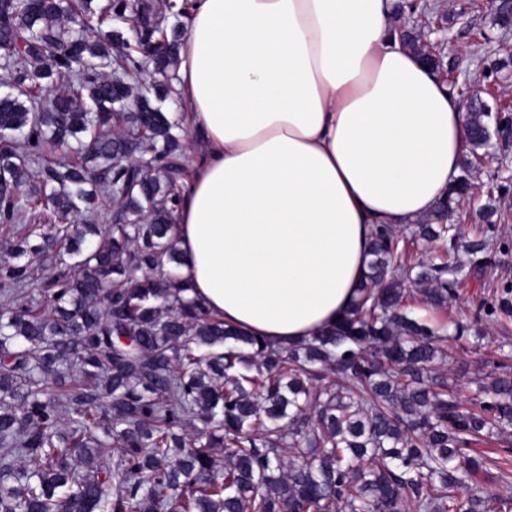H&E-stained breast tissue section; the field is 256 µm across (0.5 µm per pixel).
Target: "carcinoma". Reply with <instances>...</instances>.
<instances>
[{
  "instance_id": "obj_1",
  "label": "carcinoma",
  "mask_w": 512,
  "mask_h": 512,
  "mask_svg": "<svg viewBox=\"0 0 512 512\" xmlns=\"http://www.w3.org/2000/svg\"><path fill=\"white\" fill-rule=\"evenodd\" d=\"M429 10L404 0L393 23ZM139 17L135 44L113 25ZM181 34L144 0H0V512H512L470 484L505 458L512 350L463 403L432 371L448 337L409 317L472 273L408 260L458 248L463 175L435 213L373 230L358 296L330 330L273 348L184 296L172 234L187 158L156 103ZM153 67L149 84L128 79ZM467 145L489 109L462 100ZM36 141H31V138ZM75 141L62 161L47 150ZM124 224H78L102 197Z\"/></svg>"
}]
</instances>
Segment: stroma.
Wrapping results in <instances>:
<instances>
[{
	"instance_id": "35a3bbf8",
	"label": "stroma",
	"mask_w": 512,
	"mask_h": 512,
	"mask_svg": "<svg viewBox=\"0 0 512 512\" xmlns=\"http://www.w3.org/2000/svg\"><path fill=\"white\" fill-rule=\"evenodd\" d=\"M449 39L443 48L447 85L458 96H474L490 110L489 125L498 116L512 114V27H502L495 12L472 9V0H435ZM472 181L479 192V205H491L489 221L461 211L465 239L485 234L489 241L487 262L480 278L460 284L447 308L436 309L412 302V315L437 328L452 329L459 320L472 319L480 298L496 302L512 289V135L494 134L493 145L482 167L473 171ZM512 343V316L499 313L482 316L479 336L451 343L448 356L439 364L440 372L459 376V396L474 394L475 381L485 380L489 363L501 342Z\"/></svg>"
}]
</instances>
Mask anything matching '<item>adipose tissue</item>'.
I'll return each instance as SVG.
<instances>
[{"label":"adipose tissue","mask_w":512,"mask_h":512,"mask_svg":"<svg viewBox=\"0 0 512 512\" xmlns=\"http://www.w3.org/2000/svg\"><path fill=\"white\" fill-rule=\"evenodd\" d=\"M177 66L202 149L174 228L186 295L291 346L335 325L377 224L434 211L466 116L391 27L394 0H189Z\"/></svg>","instance_id":"obj_1"}]
</instances>
